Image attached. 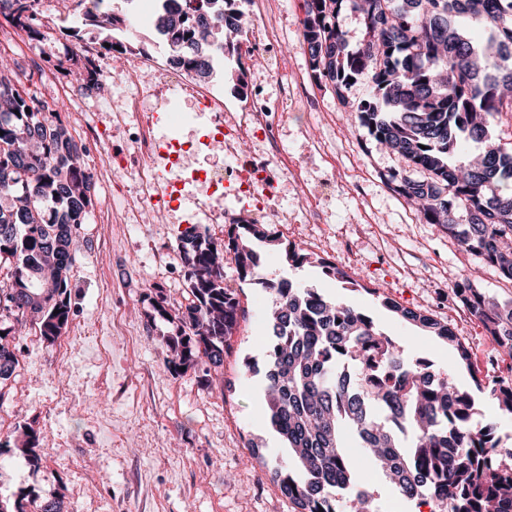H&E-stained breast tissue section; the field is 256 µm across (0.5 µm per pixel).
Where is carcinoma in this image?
<instances>
[{"instance_id":"carcinoma-1","label":"carcinoma","mask_w":512,"mask_h":512,"mask_svg":"<svg viewBox=\"0 0 512 512\" xmlns=\"http://www.w3.org/2000/svg\"><path fill=\"white\" fill-rule=\"evenodd\" d=\"M154 29L167 56L204 80L216 57L238 59L241 94L246 69L242 40L215 42L218 31L242 35L240 0H157ZM38 0H0V15L39 35L30 21ZM203 11L216 22L188 26ZM351 11L363 24L353 46L338 24ZM125 19L110 10L82 13L64 45L94 42L108 53L134 48L114 38ZM301 48L311 78L340 100L350 80L372 73L370 99L355 120L406 162L386 177L428 224L512 283V147L495 127L512 113V0H304ZM109 47H104V44ZM0 60V379L18 363L15 336L30 324L53 341L70 322V288L82 225L91 206L92 173L67 127L44 116L40 100L5 76ZM481 146L470 161L468 143ZM281 250L296 267L312 257L282 239L271 224H229L225 239L188 231L178 251L186 269L187 303L172 310L163 293L151 320L176 325L167 337L176 373L206 358L224 361L239 322V300L224 286V260L239 280L274 295L272 334L264 351L272 428L288 443L293 463L277 464L274 480L298 512H337L338 496L353 487L357 458L374 452L385 475L409 499L430 498L448 512H512V448L500 446L494 422H477L475 395L486 394L512 416L508 376L486 384L474 373L473 353L448 323L393 301L384 305L423 328L457 354L474 389L425 372L428 363L403 356L373 319L343 300L291 281L259 277L251 240ZM323 273L352 282L344 267L321 259ZM452 293L512 359V300L500 302L467 274ZM15 450L36 466L39 435L28 429Z\"/></svg>"}]
</instances>
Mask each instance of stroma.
Wrapping results in <instances>:
<instances>
[{
	"label": "stroma",
	"mask_w": 512,
	"mask_h": 512,
	"mask_svg": "<svg viewBox=\"0 0 512 512\" xmlns=\"http://www.w3.org/2000/svg\"><path fill=\"white\" fill-rule=\"evenodd\" d=\"M153 2L112 0V9L135 11L134 32L150 43L149 57L161 66L166 52L156 44ZM280 2L290 68L307 72L308 57L300 47L302 14L294 0ZM9 64L39 100L61 97L63 111L86 126L106 129L116 150L128 145L130 128L121 119L125 103L140 98L147 113L159 104L124 76L93 93L73 82L62 94L34 74L27 54L12 53ZM241 64L249 82L269 97L279 95L274 61L247 54L238 62L216 64L209 87L227 106L242 104L228 84ZM371 90L367 73L343 101L331 89L308 82L309 101L332 120L320 124L304 108L289 110L281 138L318 187L321 221L289 225L301 211L291 186H283L275 200L286 219L279 230L287 240L343 266L354 287L326 278L315 267L289 266L259 242L261 274L319 288L362 309L405 354L431 361L433 372L451 373L459 388L473 382L467 369L456 368L453 349L402 321L383 306V298L450 324L472 351L484 380L506 375L496 345L450 293L474 259L386 185L384 174L402 168L403 159L352 124V109ZM332 177L346 182V189L327 186ZM137 189L136 179L122 173L91 184L93 213L81 231L85 244L71 294L69 357L57 360L58 342L41 338L30 345L24 335L16 337L19 367L0 381V444L6 447L0 454V500L14 502L25 490L34 504L56 501L62 512H294L272 478L287 450L269 423L266 381L245 367L248 359H261L269 340L271 295L240 281L234 265L225 264L224 283L236 291L242 316L219 366L203 358L186 372H173L165 343L173 326L150 320L156 293L175 308L186 289L184 280L157 264L156 254L176 251L180 228L220 232L225 212H239L242 204L231 196L211 201L205 187L196 185L176 213L146 224L128 208ZM61 385L71 393L64 402L55 398ZM29 428L39 433L43 450L35 467L12 449ZM252 439L260 444L258 452L248 446ZM356 479L358 489L374 496L378 512H429L423 500L403 499L372 460L360 461Z\"/></svg>",
	"instance_id": "obj_1"
}]
</instances>
